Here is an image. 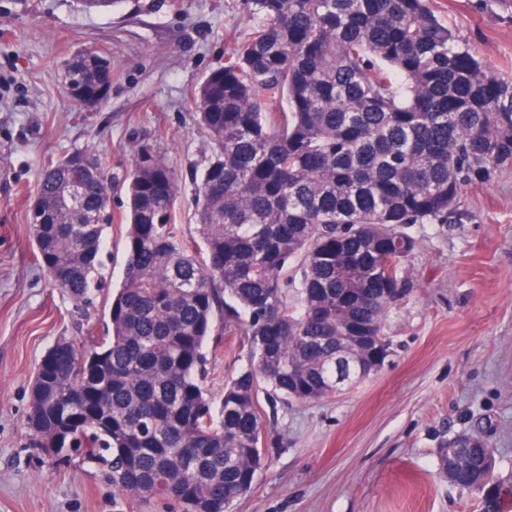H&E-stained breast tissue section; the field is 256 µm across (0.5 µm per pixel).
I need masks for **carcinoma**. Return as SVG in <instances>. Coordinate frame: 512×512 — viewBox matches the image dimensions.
I'll list each match as a JSON object with an SVG mask.
<instances>
[{
	"mask_svg": "<svg viewBox=\"0 0 512 512\" xmlns=\"http://www.w3.org/2000/svg\"><path fill=\"white\" fill-rule=\"evenodd\" d=\"M109 11L121 0H77ZM258 23L192 94L210 155L192 175L206 261L176 226L178 178L142 141L122 188L126 258L105 334L68 344L34 373L28 424L46 451L85 448L110 466L116 512L164 501L177 512H230L265 466L259 391L275 401L336 394V359L369 353L409 224H446L461 189L512 169V81L493 75L428 0H252ZM79 85L105 83L98 54H76ZM72 151L44 167L31 221L36 254L77 308L105 279L101 255L112 183L101 160L60 206ZM297 264L296 303L281 274ZM247 337V363L219 408L204 379L213 336ZM263 336L280 337L269 351ZM448 483L480 512H512L507 482L478 433L451 439Z\"/></svg>",
	"mask_w": 512,
	"mask_h": 512,
	"instance_id": "cac0c4a2",
	"label": "carcinoma"
}]
</instances>
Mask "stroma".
Masks as SVG:
<instances>
[{"label": "stroma", "mask_w": 512, "mask_h": 512, "mask_svg": "<svg viewBox=\"0 0 512 512\" xmlns=\"http://www.w3.org/2000/svg\"><path fill=\"white\" fill-rule=\"evenodd\" d=\"M473 55L512 80V14L486 0H431ZM258 22L250 0H124L109 12L77 0H0V512H112L106 464L78 448L29 444L34 372L66 338L103 335L111 293L76 309L39 264L29 230L39 173L49 160L90 150L112 180L103 260L110 285L125 262L122 183L136 141L160 143L180 177L177 222L197 238L192 173L209 143L188 97ZM112 59V91L88 109L59 82L75 53ZM401 265L410 292L383 321L384 366L327 399L262 404L268 462L234 512H479L449 485L448 440L481 429L496 473L512 477V171L461 191L452 224H414ZM242 336L210 342L206 389L246 361Z\"/></svg>", "instance_id": "35a3bbf8"}]
</instances>
